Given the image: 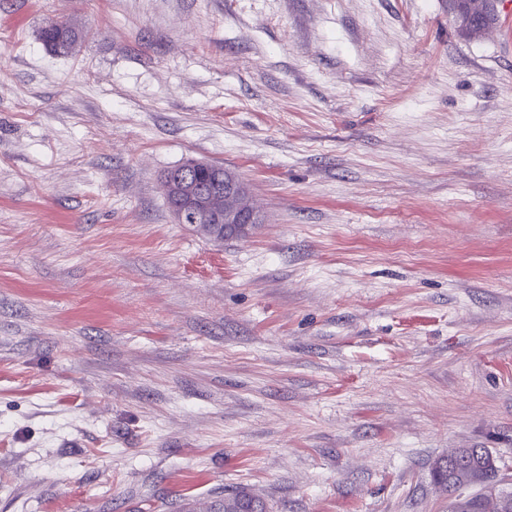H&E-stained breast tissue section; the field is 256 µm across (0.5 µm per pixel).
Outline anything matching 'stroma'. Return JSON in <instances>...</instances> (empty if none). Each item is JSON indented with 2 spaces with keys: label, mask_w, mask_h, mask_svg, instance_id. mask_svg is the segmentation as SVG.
<instances>
[{
  "label": "stroma",
  "mask_w": 512,
  "mask_h": 512,
  "mask_svg": "<svg viewBox=\"0 0 512 512\" xmlns=\"http://www.w3.org/2000/svg\"><path fill=\"white\" fill-rule=\"evenodd\" d=\"M191 159L247 184L249 237L176 223ZM457 448L512 488V32L0 0V512H448ZM84 38L79 28L68 22H57L50 28H42L40 39L45 48L55 56H69L76 52Z\"/></svg>",
  "instance_id": "stroma-1"
}]
</instances>
